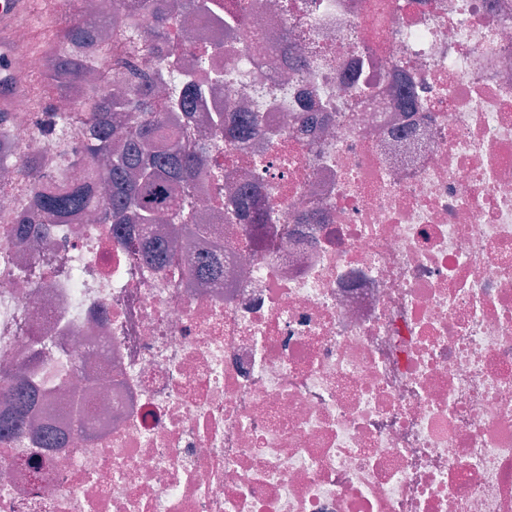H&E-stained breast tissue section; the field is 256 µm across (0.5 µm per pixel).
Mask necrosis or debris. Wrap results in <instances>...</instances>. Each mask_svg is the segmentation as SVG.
<instances>
[{
  "instance_id": "necrosis-or-debris-1",
  "label": "necrosis or debris",
  "mask_w": 512,
  "mask_h": 512,
  "mask_svg": "<svg viewBox=\"0 0 512 512\" xmlns=\"http://www.w3.org/2000/svg\"><path fill=\"white\" fill-rule=\"evenodd\" d=\"M226 3L224 44L168 27L223 85L172 128L248 107L263 135L212 165L271 222L202 179L154 267L90 217L17 234L0 172V379L68 438L0 436V512H512V0ZM84 102L50 94L59 135L18 99L0 154L79 153Z\"/></svg>"
}]
</instances>
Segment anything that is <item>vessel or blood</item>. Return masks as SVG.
Returning <instances> with one entry per match:
<instances>
[{
  "mask_svg": "<svg viewBox=\"0 0 512 512\" xmlns=\"http://www.w3.org/2000/svg\"><path fill=\"white\" fill-rule=\"evenodd\" d=\"M56 0H0V112L10 111L18 98L27 96V86L11 68L14 32L20 23L30 21L36 8L52 11Z\"/></svg>",
  "mask_w": 512,
  "mask_h": 512,
  "instance_id": "b4317fda",
  "label": "vessel or blood"
}]
</instances>
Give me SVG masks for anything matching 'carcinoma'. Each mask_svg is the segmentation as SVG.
Listing matches in <instances>:
<instances>
[{
	"label": "carcinoma",
	"instance_id": "1",
	"mask_svg": "<svg viewBox=\"0 0 512 512\" xmlns=\"http://www.w3.org/2000/svg\"><path fill=\"white\" fill-rule=\"evenodd\" d=\"M156 25L147 34L124 27L115 29V47L129 58H135L147 47L160 40L164 27L184 8L200 10L208 14L218 10L208 0H152ZM65 40L75 45L68 51L47 55L48 78L53 88L67 94L78 87L87 69L86 57L90 47L96 43L95 31L78 20L66 29ZM101 91L90 99L89 114L84 125L82 152L72 161L75 167L90 169V178L96 185L104 184L108 191L94 196L90 186L74 185L59 187L52 185L57 174L42 169L35 157L19 161L20 172L38 186L33 196L34 207L55 224H65L74 215L94 211L106 224H156L164 212L187 226L192 218L190 199L196 182L206 171L212 150L221 146V141H210L203 137L176 140L166 152L151 155L147 144L159 134L164 119L152 108L145 87H124L120 96L112 93L109 78L100 80ZM124 105L139 110L141 122L128 129L117 120L114 112ZM213 126L223 133V139L231 142L240 135L262 132L257 119L244 115L236 127H224V113L217 112L212 118ZM122 244L146 263H160L166 258V248L146 234L131 237ZM196 273L203 278L220 275L218 263L209 257L198 260ZM0 390L12 401V415L0 420V430L14 431L30 423L35 407L40 403V394L26 379H16L10 385L0 384ZM36 431L46 448H57L62 438L49 426H38Z\"/></svg>",
	"mask_w": 512,
	"mask_h": 512
}]
</instances>
